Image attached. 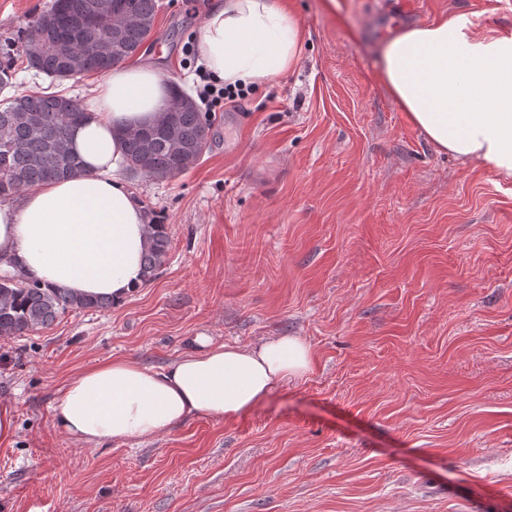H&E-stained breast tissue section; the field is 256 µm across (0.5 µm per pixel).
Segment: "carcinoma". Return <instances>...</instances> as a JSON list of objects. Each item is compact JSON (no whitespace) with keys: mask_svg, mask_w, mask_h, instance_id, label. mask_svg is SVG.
Here are the masks:
<instances>
[{"mask_svg":"<svg viewBox=\"0 0 512 512\" xmlns=\"http://www.w3.org/2000/svg\"><path fill=\"white\" fill-rule=\"evenodd\" d=\"M158 0H54L32 21L16 52L0 47V92L12 85L15 57L51 80L60 79L62 57L43 32L62 20L69 53L85 72L104 73L135 57L154 34ZM77 100L46 90L14 95L0 106V199L47 180L75 176L81 159L68 147L71 128L84 118ZM214 119L186 103L153 124L122 133L126 170L134 176L167 180L194 168L209 148ZM149 246L143 256L144 281L155 278L170 248L167 225L148 221ZM107 297H82L66 288H43L0 275V336L21 337L52 325L72 310H104Z\"/></svg>","mask_w":512,"mask_h":512,"instance_id":"cac0c4a2","label":"carcinoma"}]
</instances>
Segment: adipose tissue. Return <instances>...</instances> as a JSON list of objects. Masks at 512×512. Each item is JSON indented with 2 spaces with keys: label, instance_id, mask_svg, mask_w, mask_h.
I'll list each match as a JSON object with an SVG mask.
<instances>
[{
  "label": "adipose tissue",
  "instance_id": "adipose-tissue-1",
  "mask_svg": "<svg viewBox=\"0 0 512 512\" xmlns=\"http://www.w3.org/2000/svg\"><path fill=\"white\" fill-rule=\"evenodd\" d=\"M197 48L216 82L258 85L294 66L300 34L284 0H219ZM380 55L392 98L437 151L512 177L511 34L478 33L454 15L400 29ZM86 95V117L70 138L84 171L0 202V271L119 302L143 282L148 243L143 206L122 176L120 132L157 119L170 87L151 66L119 65ZM311 365L296 336L251 346L204 339L159 370L115 358L68 381L53 424L87 446L148 439L194 416L247 413Z\"/></svg>",
  "mask_w": 512,
  "mask_h": 512
}]
</instances>
